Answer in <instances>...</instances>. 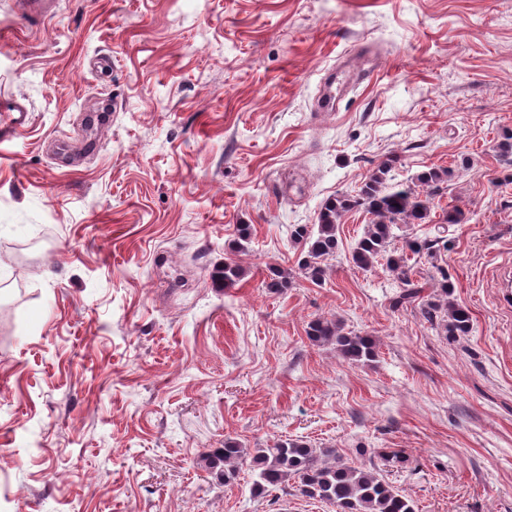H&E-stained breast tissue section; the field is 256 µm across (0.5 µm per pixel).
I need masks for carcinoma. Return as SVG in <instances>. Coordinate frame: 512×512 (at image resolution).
<instances>
[{
  "instance_id": "obj_1",
  "label": "carcinoma",
  "mask_w": 512,
  "mask_h": 512,
  "mask_svg": "<svg viewBox=\"0 0 512 512\" xmlns=\"http://www.w3.org/2000/svg\"><path fill=\"white\" fill-rule=\"evenodd\" d=\"M392 162L381 165L354 194H338L329 198L318 212L317 228L296 224L291 240L300 245L303 258L298 270L281 266L269 269L265 287L280 293L299 272L311 281L319 282L326 274L325 261L336 254L337 230L342 217L362 209L371 215L363 235L351 253V262L362 270L381 263L401 283L393 307H417L422 317L444 328L450 335L465 333L471 325L468 310L450 298V285L441 284L437 294L425 293V283L412 278L410 256L435 259L427 241L411 240L407 251L390 249L400 224L429 222L431 204L438 186L448 182V170L431 168L417 180L422 191L410 184L391 185L389 173ZM245 268L224 259V266L214 274L215 283L224 289L233 288L245 277ZM309 341L317 346L331 345L348 363L359 364L377 356V341L367 335L345 329L334 318H317L308 325ZM205 466L214 469L230 482L240 469L249 467L257 476L256 486L269 490L293 480L302 495L336 507V512H415L410 499L386 482L380 474L365 467H356L336 461V449L313 448L299 440L280 439L268 448L250 449L242 443L224 439V447L217 448L204 458Z\"/></svg>"
}]
</instances>
